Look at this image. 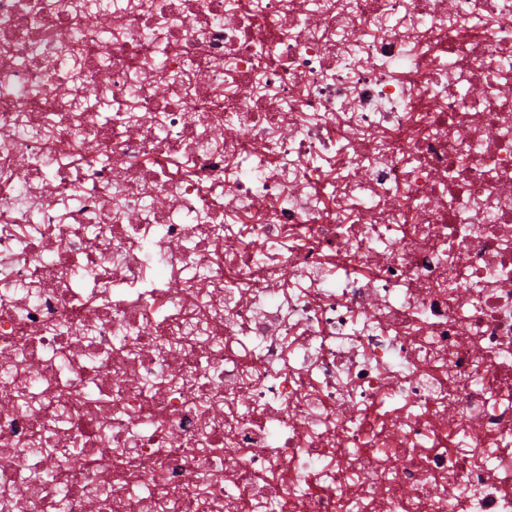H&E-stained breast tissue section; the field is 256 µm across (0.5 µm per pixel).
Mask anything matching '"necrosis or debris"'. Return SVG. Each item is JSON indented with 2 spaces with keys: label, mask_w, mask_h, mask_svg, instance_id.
<instances>
[{
  "label": "necrosis or debris",
  "mask_w": 512,
  "mask_h": 512,
  "mask_svg": "<svg viewBox=\"0 0 512 512\" xmlns=\"http://www.w3.org/2000/svg\"><path fill=\"white\" fill-rule=\"evenodd\" d=\"M0 0V512H512V0Z\"/></svg>",
  "instance_id": "obj_1"
}]
</instances>
